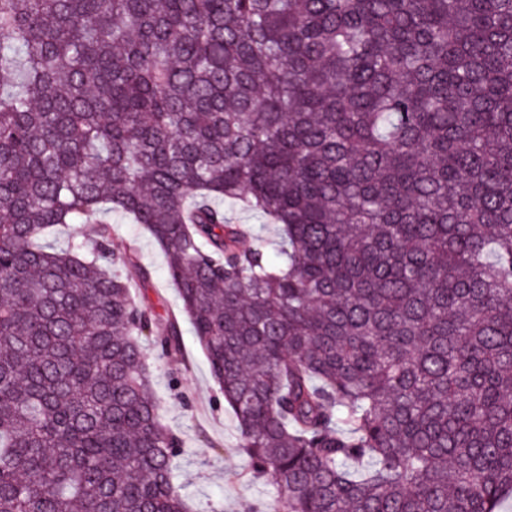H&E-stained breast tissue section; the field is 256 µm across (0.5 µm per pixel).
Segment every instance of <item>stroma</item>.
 Masks as SVG:
<instances>
[{"label": "stroma", "instance_id": "obj_1", "mask_svg": "<svg viewBox=\"0 0 512 512\" xmlns=\"http://www.w3.org/2000/svg\"><path fill=\"white\" fill-rule=\"evenodd\" d=\"M111 228L132 243L152 278L139 294L159 314L178 311V294L169 281L164 256L138 224L112 217ZM147 363L161 397L163 424L183 442L175 459L195 512H280L275 489L255 479L249 457L238 446L233 412L216 385L206 355L191 330L183 332L181 355L146 348Z\"/></svg>", "mask_w": 512, "mask_h": 512}]
</instances>
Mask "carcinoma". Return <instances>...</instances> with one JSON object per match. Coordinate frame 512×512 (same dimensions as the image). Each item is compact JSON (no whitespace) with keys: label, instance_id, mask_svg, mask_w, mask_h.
I'll list each match as a JSON object with an SVG mask.
<instances>
[{"label":"carcinoma","instance_id":"1","mask_svg":"<svg viewBox=\"0 0 512 512\" xmlns=\"http://www.w3.org/2000/svg\"><path fill=\"white\" fill-rule=\"evenodd\" d=\"M110 213L283 512H502L512 0H0V512H192ZM112 233L132 243L143 264L150 267L152 278L145 288L133 290L145 298L157 313L166 317L167 313L179 312V299L176 288L169 281L164 256L150 234L139 224L126 223L121 218L112 216ZM72 227L77 229L76 234H73ZM98 227V224H74L70 228L59 227L54 231L51 238L61 246H66L71 241L76 243L86 242L97 236Z\"/></svg>","mask_w":512,"mask_h":512}]
</instances>
